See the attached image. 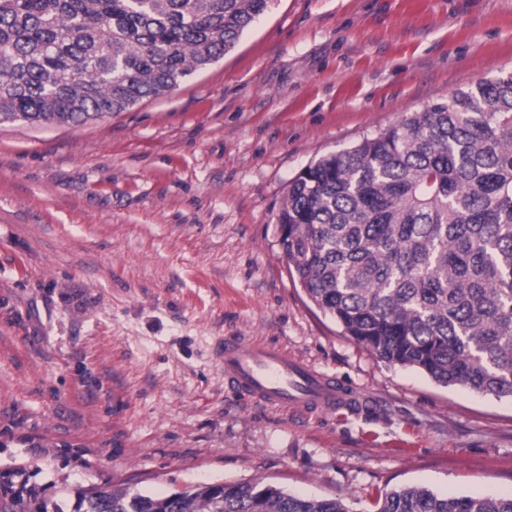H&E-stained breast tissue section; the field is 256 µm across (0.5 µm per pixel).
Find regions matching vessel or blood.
<instances>
[{
    "label": "vessel or blood",
    "mask_w": 512,
    "mask_h": 512,
    "mask_svg": "<svg viewBox=\"0 0 512 512\" xmlns=\"http://www.w3.org/2000/svg\"><path fill=\"white\" fill-rule=\"evenodd\" d=\"M218 353L225 384L264 405L310 412L357 406L356 395L343 382L288 351L244 336H228Z\"/></svg>",
    "instance_id": "obj_1"
}]
</instances>
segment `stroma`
Here are the masks:
<instances>
[{"label": "stroma", "mask_w": 512, "mask_h": 512, "mask_svg": "<svg viewBox=\"0 0 512 512\" xmlns=\"http://www.w3.org/2000/svg\"><path fill=\"white\" fill-rule=\"evenodd\" d=\"M512 73V0H272L218 62L81 125H0V474L79 487L262 484L374 512L391 490L512 493V400L345 336L278 245L310 162ZM230 335L365 400L302 412L224 383Z\"/></svg>", "instance_id": "stroma-1"}]
</instances>
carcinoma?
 Masks as SVG:
<instances>
[{
    "instance_id": "cac0c4a2",
    "label": "carcinoma",
    "mask_w": 512,
    "mask_h": 512,
    "mask_svg": "<svg viewBox=\"0 0 512 512\" xmlns=\"http://www.w3.org/2000/svg\"><path fill=\"white\" fill-rule=\"evenodd\" d=\"M270 0H0V124L123 112L224 57ZM278 244L312 302L382 361L512 397V75L482 78L304 167ZM74 512H350L257 483L155 497L78 490ZM0 512H61L0 482ZM376 512H512V494L408 487Z\"/></svg>"
}]
</instances>
